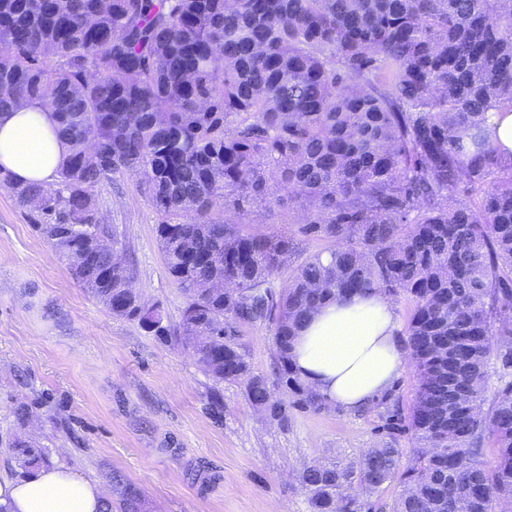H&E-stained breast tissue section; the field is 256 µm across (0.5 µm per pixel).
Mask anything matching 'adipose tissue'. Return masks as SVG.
I'll use <instances>...</instances> for the list:
<instances>
[{
  "label": "adipose tissue",
  "mask_w": 512,
  "mask_h": 512,
  "mask_svg": "<svg viewBox=\"0 0 512 512\" xmlns=\"http://www.w3.org/2000/svg\"><path fill=\"white\" fill-rule=\"evenodd\" d=\"M68 153L48 110L26 103L0 113V171L13 182L52 187ZM394 311L382 295L338 299L299 330L291 351L305 383L330 404L355 411L398 377L404 350ZM105 494L94 481L61 466L0 477V512H101Z\"/></svg>",
  "instance_id": "ef3b65f1"
}]
</instances>
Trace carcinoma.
Here are the masks:
<instances>
[{"label":"carcinoma","instance_id":"carcinoma-1","mask_svg":"<svg viewBox=\"0 0 512 512\" xmlns=\"http://www.w3.org/2000/svg\"><path fill=\"white\" fill-rule=\"evenodd\" d=\"M51 112L70 151L66 195L0 174L71 277L112 315L177 336L216 382L244 385L280 425L288 409L330 404L291 361L297 330L324 303L378 293L412 304L406 351L415 402L381 428L409 431L355 461L305 467L309 512H494L512 502V157L487 114L512 112V0H0V109ZM99 153H87V136ZM139 178L159 222L180 320L135 291L124 235L93 222L94 188ZM262 211L276 227L251 231ZM323 240L276 284L296 236ZM234 282L227 294L214 284ZM274 339L273 396L234 340L245 324ZM495 461H479L485 448ZM19 466L45 457L17 449ZM103 512H147L112 476Z\"/></svg>","mask_w":512,"mask_h":512}]
</instances>
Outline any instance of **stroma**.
I'll return each mask as SVG.
<instances>
[{
    "instance_id": "35a3bbf8",
    "label": "stroma",
    "mask_w": 512,
    "mask_h": 512,
    "mask_svg": "<svg viewBox=\"0 0 512 512\" xmlns=\"http://www.w3.org/2000/svg\"><path fill=\"white\" fill-rule=\"evenodd\" d=\"M96 218L122 230L145 302L178 320L184 301L156 240L158 215L137 178L117 173L94 189ZM35 215L0 187V474L22 475L25 443L111 491L121 475L149 512H308L302 467L393 442L369 405L289 410L287 425L251 407L241 384L218 383L191 350L112 315L80 288L35 232ZM254 372L271 375L273 333L241 326ZM25 420H18V410Z\"/></svg>"
}]
</instances>
